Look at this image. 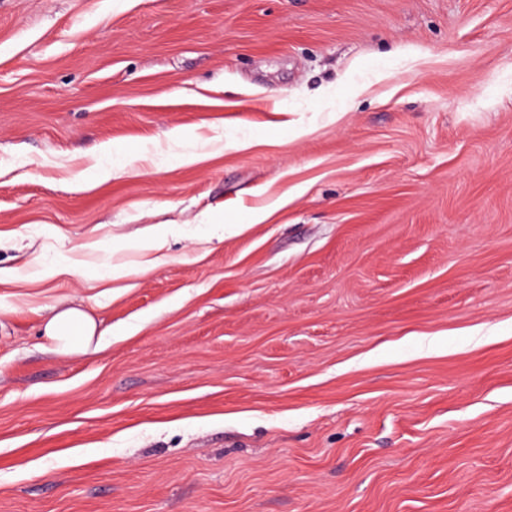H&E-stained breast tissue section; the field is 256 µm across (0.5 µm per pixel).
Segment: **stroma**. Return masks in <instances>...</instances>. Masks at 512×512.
I'll return each mask as SVG.
<instances>
[{
	"label": "stroma",
	"instance_id": "35a3bbf8",
	"mask_svg": "<svg viewBox=\"0 0 512 512\" xmlns=\"http://www.w3.org/2000/svg\"><path fill=\"white\" fill-rule=\"evenodd\" d=\"M0 512H512V0H0ZM123 327L98 330L96 320L81 307L53 308L46 318L43 334L51 350L59 354L98 352L105 348L104 336H127Z\"/></svg>",
	"mask_w": 512,
	"mask_h": 512
}]
</instances>
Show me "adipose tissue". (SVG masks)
Returning a JSON list of instances; mask_svg holds the SVG:
<instances>
[{"label": "adipose tissue", "mask_w": 512, "mask_h": 512, "mask_svg": "<svg viewBox=\"0 0 512 512\" xmlns=\"http://www.w3.org/2000/svg\"><path fill=\"white\" fill-rule=\"evenodd\" d=\"M126 333L123 327L99 328L88 312L75 306L52 309L43 328L52 351L66 355L100 351L105 347V337Z\"/></svg>", "instance_id": "obj_1"}]
</instances>
